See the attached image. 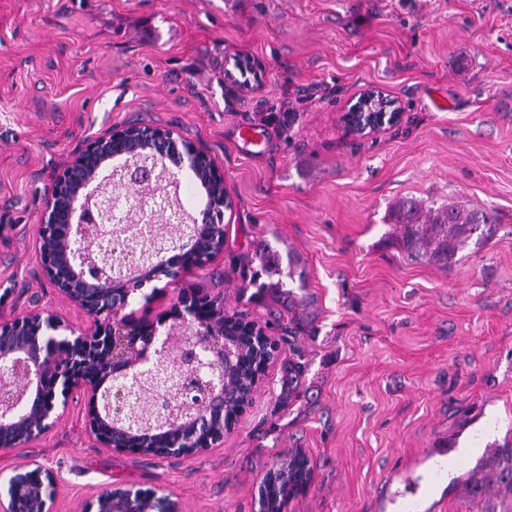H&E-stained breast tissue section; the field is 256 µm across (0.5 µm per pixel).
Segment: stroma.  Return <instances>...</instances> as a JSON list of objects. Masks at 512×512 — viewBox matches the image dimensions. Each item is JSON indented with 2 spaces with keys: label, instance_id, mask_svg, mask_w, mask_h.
<instances>
[{
  "label": "stroma",
  "instance_id": "stroma-1",
  "mask_svg": "<svg viewBox=\"0 0 512 512\" xmlns=\"http://www.w3.org/2000/svg\"><path fill=\"white\" fill-rule=\"evenodd\" d=\"M262 88L228 79L236 58ZM369 88L399 120L352 133ZM146 123L205 151L233 201L223 251L128 312L154 321L192 288L268 325L278 346L223 442L157 459L102 447L72 399L47 432L0 451V485L29 463L56 479L53 512L111 487L151 489L182 512H259L289 449L311 485L283 512H479L428 460L461 431L450 476L512 442V0H0V320L39 308L86 314L45 278L38 228L55 176L86 141ZM265 137L242 152L237 130ZM404 197L498 217L495 235L445 269L392 231ZM299 259L313 301H251L246 255ZM303 363L295 392L288 363Z\"/></svg>",
  "mask_w": 512,
  "mask_h": 512
}]
</instances>
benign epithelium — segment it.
Returning a JSON list of instances; mask_svg holds the SVG:
<instances>
[{
  "mask_svg": "<svg viewBox=\"0 0 512 512\" xmlns=\"http://www.w3.org/2000/svg\"><path fill=\"white\" fill-rule=\"evenodd\" d=\"M235 68L261 81L263 64L253 58ZM400 116L397 101L365 90L346 120L357 134L371 133ZM199 182L205 199L168 219L180 225L170 238L156 228L160 182ZM224 174L202 164L199 150L173 132L124 126L88 142L56 176L41 215L38 253L57 293L83 310L89 328L77 332L61 318L34 310L0 322V449L16 448L50 429L75 393L88 404L90 432L105 448L151 456L164 438L149 424L132 433L126 409L132 390L159 359L171 360L181 341L178 375L153 401L167 419H191L178 434L177 456L198 454L224 440V427L210 420L224 413V388L202 379L204 363L224 361L232 342L224 337V302L195 290L183 292L170 314L155 323L123 314L135 288L175 277L224 249L214 228L224 223ZM165 327L158 340V327ZM25 485L31 512H52L54 482L41 465L13 475L7 487ZM84 512H180L177 501L155 491L115 488L97 496Z\"/></svg>",
  "mask_w": 512,
  "mask_h": 512,
  "instance_id": "benign-epithelium-1",
  "label": "benign epithelium"
}]
</instances>
